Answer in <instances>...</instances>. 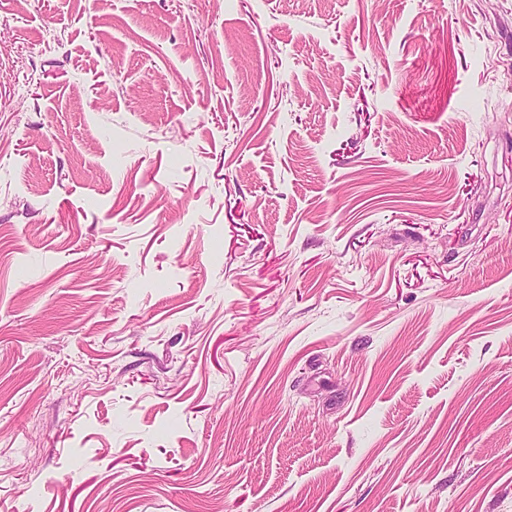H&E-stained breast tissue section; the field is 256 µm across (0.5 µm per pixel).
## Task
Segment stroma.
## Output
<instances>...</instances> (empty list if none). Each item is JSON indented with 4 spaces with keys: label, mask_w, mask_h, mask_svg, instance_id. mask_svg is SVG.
<instances>
[{
    "label": "stroma",
    "mask_w": 512,
    "mask_h": 512,
    "mask_svg": "<svg viewBox=\"0 0 512 512\" xmlns=\"http://www.w3.org/2000/svg\"><path fill=\"white\" fill-rule=\"evenodd\" d=\"M0 512H512V0H0Z\"/></svg>",
    "instance_id": "1"
}]
</instances>
